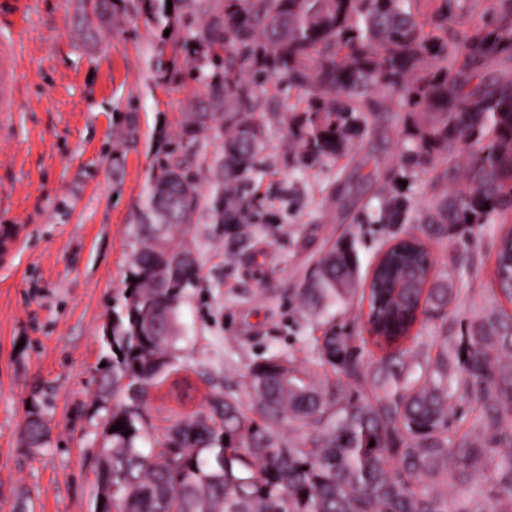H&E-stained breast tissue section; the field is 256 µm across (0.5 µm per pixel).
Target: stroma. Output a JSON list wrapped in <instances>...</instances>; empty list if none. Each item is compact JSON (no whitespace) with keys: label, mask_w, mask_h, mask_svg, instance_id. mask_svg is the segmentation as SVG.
<instances>
[{"label":"stroma","mask_w":512,"mask_h":512,"mask_svg":"<svg viewBox=\"0 0 512 512\" xmlns=\"http://www.w3.org/2000/svg\"><path fill=\"white\" fill-rule=\"evenodd\" d=\"M113 3L122 22L89 38L72 22L77 0H0L1 15L24 17L22 109L0 132V512L96 510L100 383L111 355L103 329L125 303L138 208L168 159L187 157L202 199L192 224L171 234L173 246L191 248L198 272L178 308L176 370L151 402L156 427L195 411L214 390L245 396L250 367L273 353L324 388L354 391L314 358L313 338L333 320L354 336L365 365L387 353L367 331L368 284L398 238H420L436 276L458 290L443 312L419 315L400 349L436 350L441 332L465 335L473 318L512 306L495 275L512 211L428 234L425 216L438 196L464 181L445 165L416 161L414 112L370 120L369 133L341 156L303 164L290 124L302 92L245 69L268 148L237 185L252 202L249 224L218 223L223 139L216 130L197 144L182 135L189 101L204 92L194 54L146 23L151 0ZM393 206L400 215L391 222ZM342 243L356 256L354 296L307 308L301 288ZM33 410L49 428L39 447L22 436Z\"/></svg>","instance_id":"stroma-1"}]
</instances>
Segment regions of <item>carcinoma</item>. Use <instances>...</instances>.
I'll return each mask as SVG.
<instances>
[{
  "label": "carcinoma",
  "instance_id": "carcinoma-1",
  "mask_svg": "<svg viewBox=\"0 0 512 512\" xmlns=\"http://www.w3.org/2000/svg\"><path fill=\"white\" fill-rule=\"evenodd\" d=\"M156 2L146 21L191 47L199 67L218 69L183 124L193 140L224 129L217 168L225 183L254 171L266 149L255 89L243 75L249 64L309 96L291 116L300 162L336 156L364 136L366 113L393 104L427 114L412 132L421 163L441 161L451 172L458 152L470 148L466 189L437 200L429 231L512 210V72H490L512 60V0H493L486 18L452 38L458 0H176L180 13L204 17L194 27L167 12V0ZM111 15V0H85L87 25ZM185 168L174 157L152 176L135 225L130 296L106 325L112 366L103 393L112 409L103 420L97 485L110 479L116 486L112 512H512V426L505 425L512 367H501L504 358L512 364V315L473 319L462 351L446 330L434 354L411 360L393 348L417 319L414 303L423 298L443 310L453 300L448 281L429 282L432 264L420 241L390 249L370 283L368 332L390 352L365 366L353 337L334 322L314 339L316 359L352 379L356 392L322 390L291 359L273 354L250 368L249 403L213 393L199 410L151 432L150 393L173 362L172 337L162 332L177 322L196 271L189 251L169 246L172 228L192 223L202 198ZM221 203L219 221L246 220L249 200L224 193ZM355 267L351 247L333 248L302 298L318 306L350 293ZM496 275L512 302V233L501 243ZM453 399L479 406L461 439L448 422ZM120 421L129 435L111 430ZM290 421L314 434L285 441L281 428ZM24 434L43 441L39 414ZM487 471L497 488L492 506L448 498V488Z\"/></svg>",
  "mask_w": 512,
  "mask_h": 512
}]
</instances>
